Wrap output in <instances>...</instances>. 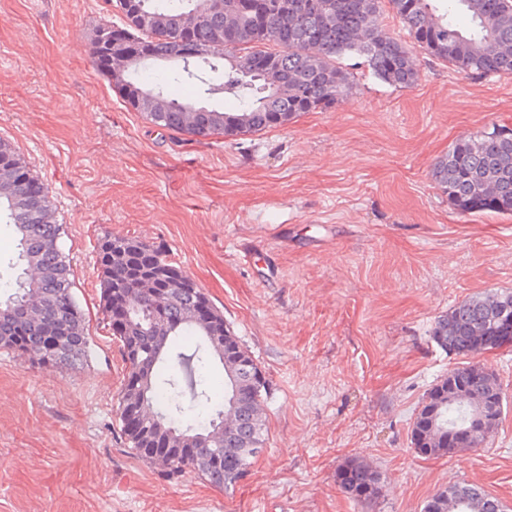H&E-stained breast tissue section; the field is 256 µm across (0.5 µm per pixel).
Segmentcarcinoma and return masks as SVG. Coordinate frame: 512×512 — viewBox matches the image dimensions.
<instances>
[{"label": "carcinoma", "instance_id": "1", "mask_svg": "<svg viewBox=\"0 0 512 512\" xmlns=\"http://www.w3.org/2000/svg\"><path fill=\"white\" fill-rule=\"evenodd\" d=\"M154 14L155 28L139 29L125 21L102 27L112 34V65L127 50L126 40L148 43L140 65L112 76L104 55L90 52L97 70L121 86L123 102L149 91L156 111L139 110L151 124L206 138L224 136V123L240 121L249 134L281 125L279 119L301 112H324L346 98L353 73L345 57L360 58L381 81L409 88L419 79L412 53L431 58L472 78L512 75V0H223L224 9H202L196 32L198 56L178 57L181 33L170 20L186 13L190 0H140ZM389 4L410 40L390 36L382 24ZM471 22L456 24L458 13ZM173 61L162 80L150 82L141 67ZM217 74L205 93L235 100L231 108L179 99L166 92L201 71ZM0 214L7 216L18 240V253L0 266V349L32 354L43 363L64 364L86 356V317L72 293L71 269L60 249L49 192L30 175L12 144L0 138ZM432 178L448 204L460 214L512 215V129L481 130L454 143L432 168ZM100 305L118 343L124 374L118 393L119 436L130 454L158 478L177 484L189 472L222 491L235 488L266 445L262 403L270 392L261 367L241 343L224 311L194 281L178 279L181 267L161 246L138 237L101 233L98 239ZM512 291L490 289L452 306L431 328L442 349L467 359L453 368L459 381H436L419 403L411 426V444L428 457L448 455V434L469 427L481 414L490 388L473 375L477 351L504 346L512 322ZM224 371V401L213 400L210 365ZM204 413L183 424L184 401ZM346 493L372 498L380 486L375 471L350 462L338 474ZM496 497L457 483L436 491L424 512H487Z\"/></svg>", "mask_w": 512, "mask_h": 512}]
</instances>
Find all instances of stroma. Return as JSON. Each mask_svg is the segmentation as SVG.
Segmentation results:
<instances>
[{
    "mask_svg": "<svg viewBox=\"0 0 512 512\" xmlns=\"http://www.w3.org/2000/svg\"><path fill=\"white\" fill-rule=\"evenodd\" d=\"M107 0H0V138L48 189L85 313L86 356L47 367L0 349V512H423L455 483L512 507V347L485 356L508 395L483 445L426 460L413 412L457 356L434 320L512 289V215H463L431 173L458 139L512 127V76L471 78L415 51L398 88L346 60L324 112L196 141L132 111L90 56ZM164 246L224 309L270 385L267 443L226 493L160 482L116 438L123 376L99 308L102 232ZM369 465L378 498L338 480Z\"/></svg>",
    "mask_w": 512,
    "mask_h": 512,
    "instance_id": "35a3bbf8",
    "label": "stroma"
}]
</instances>
